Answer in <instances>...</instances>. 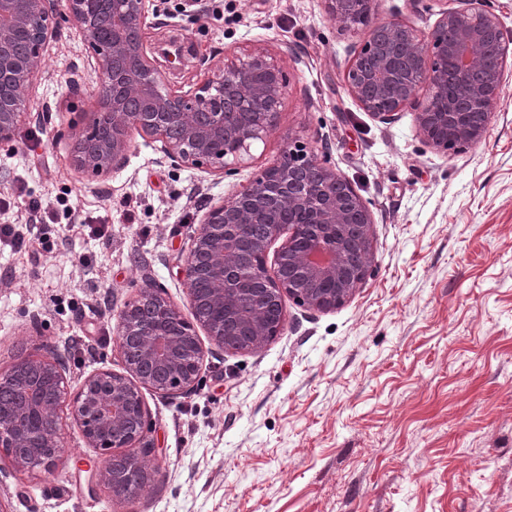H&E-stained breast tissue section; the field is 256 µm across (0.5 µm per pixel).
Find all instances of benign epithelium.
<instances>
[{
    "mask_svg": "<svg viewBox=\"0 0 512 512\" xmlns=\"http://www.w3.org/2000/svg\"><path fill=\"white\" fill-rule=\"evenodd\" d=\"M64 2L65 11L56 9ZM153 0H0V144L28 117L24 92L45 64L62 23L78 27L102 78L100 110L77 135L73 162L94 174L120 167L137 130L160 142L172 163L214 175L230 172L278 122L286 87L273 58L258 47L224 60L218 74L183 92L168 88L144 40ZM342 30L367 28L346 69L349 95L373 119L390 123L409 107L432 148L459 151L480 144L498 108L512 47L483 0H454L439 10L427 38L399 22L371 20L372 0H325ZM263 224L266 234L250 236ZM373 219L352 184L318 162L299 139L263 175L212 205L191 236L180 274L193 316L213 345L254 352L285 324L284 299L317 312L350 300L370 274ZM277 267L271 243L283 227ZM117 347L124 371L100 370L68 396V365L56 349L19 358L11 376H27L23 403L0 405V447L37 448L35 459L13 454L15 470L54 471L68 455L61 435L67 405L88 448L108 451L144 443L148 410L141 389L163 395L193 391L206 354L198 335L160 288H143L120 311ZM95 484L128 495L112 457L93 470Z\"/></svg>",
    "mask_w": 512,
    "mask_h": 512,
    "instance_id": "benign-epithelium-1",
    "label": "benign epithelium"
}]
</instances>
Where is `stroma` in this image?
<instances>
[{"instance_id": "stroma-1", "label": "stroma", "mask_w": 512, "mask_h": 512, "mask_svg": "<svg viewBox=\"0 0 512 512\" xmlns=\"http://www.w3.org/2000/svg\"><path fill=\"white\" fill-rule=\"evenodd\" d=\"M203 6L153 2L145 37L168 86L266 48L288 80L276 129L222 177L172 164L135 131L120 168L78 171L74 140L99 100L84 35L65 26L26 93L47 121L0 145V225L31 223V202L43 209L26 249L0 246V376L51 346L70 389L122 371L115 316L150 284L191 318L180 266L202 215L295 137L371 211L373 273L330 312L286 301L283 332L259 351L211 346L191 393L143 390L158 455L131 500L94 485L106 453L66 414L70 461L17 473L0 449V501L13 512H512V76L481 144L441 152L412 109L383 124L348 94L363 33L340 30L325 0ZM372 7L426 35L440 5Z\"/></svg>"}]
</instances>
